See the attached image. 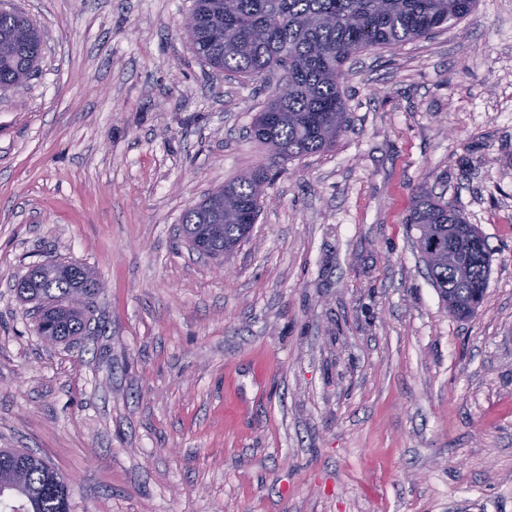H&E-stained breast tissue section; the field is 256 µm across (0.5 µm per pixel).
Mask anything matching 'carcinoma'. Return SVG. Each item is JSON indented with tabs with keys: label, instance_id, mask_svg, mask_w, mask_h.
Listing matches in <instances>:
<instances>
[{
	"label": "carcinoma",
	"instance_id": "cac0c4a2",
	"mask_svg": "<svg viewBox=\"0 0 512 512\" xmlns=\"http://www.w3.org/2000/svg\"><path fill=\"white\" fill-rule=\"evenodd\" d=\"M475 0H194L196 26L187 33L194 54L214 70L247 81H264L283 69L290 91L272 92L252 124L254 140L271 151L272 164L209 193L182 217L183 235L194 233L201 212L219 199H235L239 214L224 216L215 250L231 254L251 232L280 161L330 149L348 123L341 89L343 66L356 54L393 51L467 17ZM42 36L26 16L0 10V90L14 89L37 71ZM407 223L419 231L418 246L432 286L455 303L451 315L472 314L484 298L490 255L486 242L473 243L463 266L448 262L452 230L466 225L460 213L425 186L412 196ZM21 301L34 305L36 330L51 343L90 330V306L99 281L81 264L47 262L21 279ZM18 502L16 512H69L66 480L35 453L0 448V506Z\"/></svg>",
	"mask_w": 512,
	"mask_h": 512
}]
</instances>
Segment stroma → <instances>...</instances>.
Wrapping results in <instances>:
<instances>
[{
	"label": "stroma",
	"instance_id": "35a3bbf8",
	"mask_svg": "<svg viewBox=\"0 0 512 512\" xmlns=\"http://www.w3.org/2000/svg\"><path fill=\"white\" fill-rule=\"evenodd\" d=\"M193 0H0L44 36L0 91V448L70 512H512V0L344 65L348 126L282 163L225 271L184 212L266 165L273 83L198 59ZM428 185L490 251L452 317L405 224ZM89 266L100 327L38 336L14 288Z\"/></svg>",
	"mask_w": 512,
	"mask_h": 512
}]
</instances>
